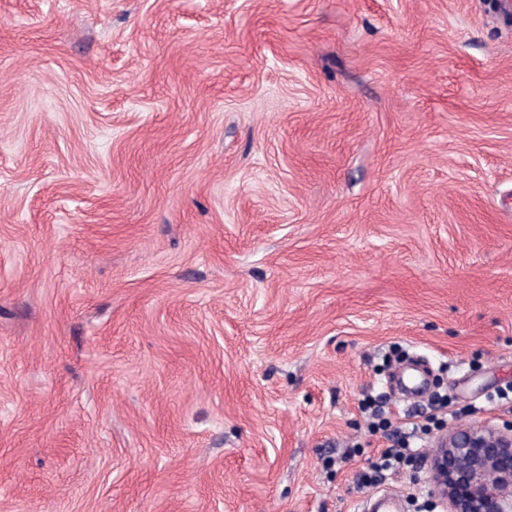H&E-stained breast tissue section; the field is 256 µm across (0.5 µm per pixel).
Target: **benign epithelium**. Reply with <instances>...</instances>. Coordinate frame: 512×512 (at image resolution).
Listing matches in <instances>:
<instances>
[{
    "mask_svg": "<svg viewBox=\"0 0 512 512\" xmlns=\"http://www.w3.org/2000/svg\"><path fill=\"white\" fill-rule=\"evenodd\" d=\"M429 481L444 512H512V421L485 420L440 433Z\"/></svg>",
    "mask_w": 512,
    "mask_h": 512,
    "instance_id": "obj_1",
    "label": "benign epithelium"
}]
</instances>
